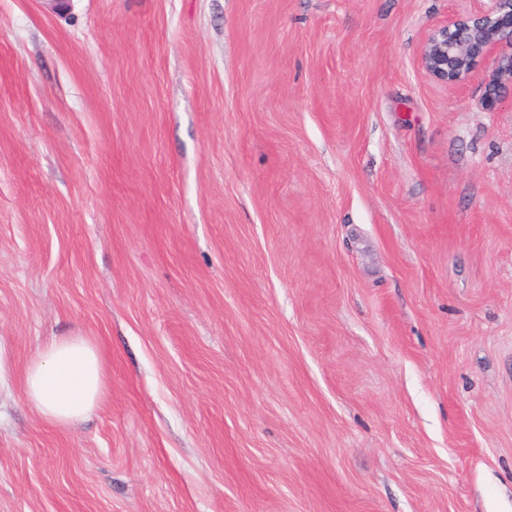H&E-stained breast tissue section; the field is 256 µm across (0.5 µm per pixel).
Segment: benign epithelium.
<instances>
[{
	"label": "benign epithelium",
	"mask_w": 512,
	"mask_h": 512,
	"mask_svg": "<svg viewBox=\"0 0 512 512\" xmlns=\"http://www.w3.org/2000/svg\"><path fill=\"white\" fill-rule=\"evenodd\" d=\"M481 62L489 63L490 79L482 109L501 103L499 87L512 84V0H488V6L435 28L426 38L419 64L436 81L463 82Z\"/></svg>",
	"instance_id": "1"
}]
</instances>
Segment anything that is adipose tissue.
<instances>
[{
    "label": "adipose tissue",
    "mask_w": 512,
    "mask_h": 512,
    "mask_svg": "<svg viewBox=\"0 0 512 512\" xmlns=\"http://www.w3.org/2000/svg\"><path fill=\"white\" fill-rule=\"evenodd\" d=\"M24 385L28 402L42 419L63 427L85 419L100 405L107 376L90 337H54L30 358Z\"/></svg>",
    "instance_id": "adipose-tissue-1"
}]
</instances>
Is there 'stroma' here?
I'll return each mask as SVG.
<instances>
[{"instance_id": "obj_1", "label": "stroma", "mask_w": 512, "mask_h": 512, "mask_svg": "<svg viewBox=\"0 0 512 512\" xmlns=\"http://www.w3.org/2000/svg\"><path fill=\"white\" fill-rule=\"evenodd\" d=\"M485 3L0 0V512H512V89L419 66ZM24 385L28 402L42 419L63 427L85 419L100 405L107 376L89 336L53 337L30 358Z\"/></svg>"}]
</instances>
